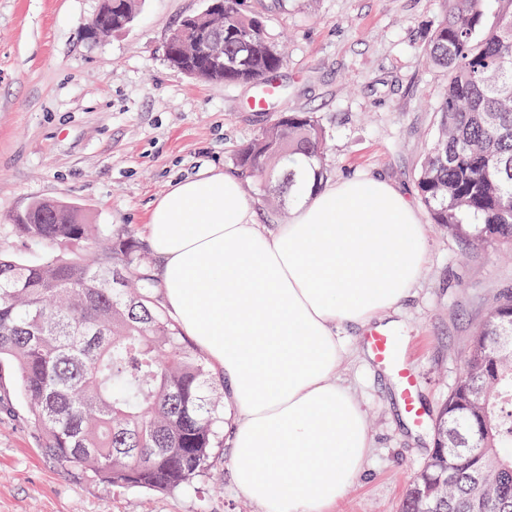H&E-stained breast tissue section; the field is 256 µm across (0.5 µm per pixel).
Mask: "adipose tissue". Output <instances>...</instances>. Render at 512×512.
Masks as SVG:
<instances>
[{
  "instance_id": "obj_1",
  "label": "adipose tissue",
  "mask_w": 512,
  "mask_h": 512,
  "mask_svg": "<svg viewBox=\"0 0 512 512\" xmlns=\"http://www.w3.org/2000/svg\"><path fill=\"white\" fill-rule=\"evenodd\" d=\"M165 306L223 376L237 489L260 512H330L362 474L340 331L395 313L425 262L411 201L377 177L305 191L268 229L239 179L175 183L146 226Z\"/></svg>"
}]
</instances>
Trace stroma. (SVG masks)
<instances>
[{"mask_svg":"<svg viewBox=\"0 0 512 512\" xmlns=\"http://www.w3.org/2000/svg\"><path fill=\"white\" fill-rule=\"evenodd\" d=\"M99 0H0V250L35 263L51 245L26 242L13 218L31 203L80 207L89 223L144 237L154 201L210 168L234 172L236 149L282 112H311L328 136L325 180L371 175L410 198L426 261L399 308L394 335L420 374L430 415L399 405L396 379L372 361L360 330H346L338 379L356 397L373 446L333 512H399L427 462L433 424L463 370L489 307L512 292V249L468 241L434 224L417 172L437 129L446 70L421 60L443 0H244L286 47L265 110L250 84H209L167 64L163 46L204 0H142L130 28L91 40L82 25ZM0 512H258L235 487L230 450L212 473L175 493L109 488L60 469L34 434L23 399L0 382Z\"/></svg>","mask_w":512,"mask_h":512,"instance_id":"1","label":"stroma"}]
</instances>
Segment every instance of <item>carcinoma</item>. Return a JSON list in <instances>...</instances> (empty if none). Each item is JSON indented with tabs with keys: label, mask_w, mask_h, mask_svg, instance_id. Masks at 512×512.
<instances>
[{
	"label": "carcinoma",
	"mask_w": 512,
	"mask_h": 512,
	"mask_svg": "<svg viewBox=\"0 0 512 512\" xmlns=\"http://www.w3.org/2000/svg\"><path fill=\"white\" fill-rule=\"evenodd\" d=\"M496 22L482 0H444L427 58L448 69L434 150L417 186L434 223L512 244V0ZM226 84L260 82L284 62L263 18L224 0ZM326 134L308 112H285L234 154L267 173L278 196L324 178ZM13 228L66 255L24 263L0 253V365H7L40 447L66 471L111 487L164 493L190 486L223 447L224 378L194 350L154 296L134 232L93 238L79 207L38 201ZM512 292L471 336V372L448 393L435 448L403 512H512V345L493 341L512 319Z\"/></svg>",
	"instance_id": "cac0c4a2"
}]
</instances>
